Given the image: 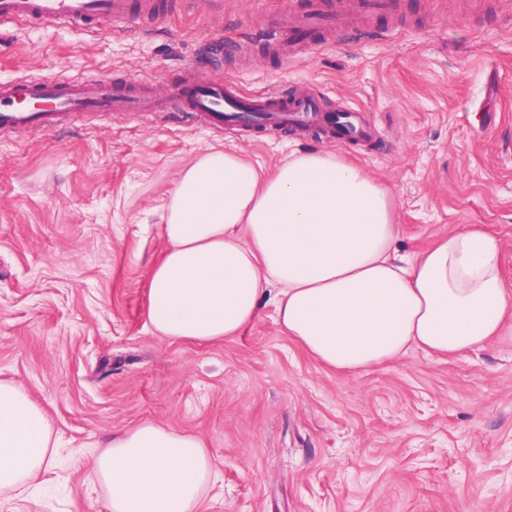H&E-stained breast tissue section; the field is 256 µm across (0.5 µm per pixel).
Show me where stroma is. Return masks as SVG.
Wrapping results in <instances>:
<instances>
[{
    "label": "stroma",
    "instance_id": "35a3bbf8",
    "mask_svg": "<svg viewBox=\"0 0 512 512\" xmlns=\"http://www.w3.org/2000/svg\"><path fill=\"white\" fill-rule=\"evenodd\" d=\"M299 2L187 0L147 33L5 23L0 81L316 88L377 126L373 147L341 155L389 188L402 251L481 224L512 283V0H393L370 19L373 38L323 35L291 59L225 55ZM321 146L291 129L117 112L0 138V380L41 407L57 445L40 484L0 491V512H108L92 461L145 421L203 440L201 512H512V328L450 361L415 351L357 375L307 354L271 305L219 343L154 331L161 215L183 168L215 147L271 171Z\"/></svg>",
    "mask_w": 512,
    "mask_h": 512
}]
</instances>
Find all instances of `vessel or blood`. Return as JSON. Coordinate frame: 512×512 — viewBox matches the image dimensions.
Listing matches in <instances>:
<instances>
[{
  "instance_id": "obj_1",
  "label": "vessel or blood",
  "mask_w": 512,
  "mask_h": 512,
  "mask_svg": "<svg viewBox=\"0 0 512 512\" xmlns=\"http://www.w3.org/2000/svg\"><path fill=\"white\" fill-rule=\"evenodd\" d=\"M388 7V0H359L339 14L324 0H309L306 10L287 9L274 15L259 36L262 42L276 46L287 29L304 41L318 30L356 28L358 19ZM130 20L128 0H0V24L62 21L79 30L108 32ZM106 112H185L212 130L226 126L246 131L270 126L314 130L343 148L372 143L377 135L357 108H327L323 93L315 89L254 96L231 80L193 77L171 85L167 95L159 98L109 77H27L0 82V137L31 129L49 131L65 117Z\"/></svg>"
}]
</instances>
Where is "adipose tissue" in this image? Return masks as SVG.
Here are the masks:
<instances>
[{
    "instance_id": "1",
    "label": "adipose tissue",
    "mask_w": 512,
    "mask_h": 512,
    "mask_svg": "<svg viewBox=\"0 0 512 512\" xmlns=\"http://www.w3.org/2000/svg\"><path fill=\"white\" fill-rule=\"evenodd\" d=\"M163 232L148 310L168 339L235 337L271 303L305 351L357 374L413 350L480 349L512 320L494 233L460 224L400 254L388 188L329 151L292 153L266 173L210 150L183 171ZM50 446L41 408L0 381V490L36 481ZM93 472L108 512H199L211 464L197 436L144 422L104 442Z\"/></svg>"
}]
</instances>
